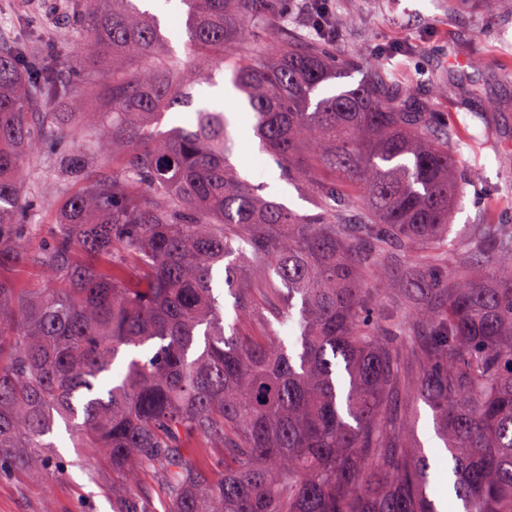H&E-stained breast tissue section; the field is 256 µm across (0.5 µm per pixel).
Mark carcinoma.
<instances>
[{"instance_id": "1", "label": "carcinoma", "mask_w": 512, "mask_h": 512, "mask_svg": "<svg viewBox=\"0 0 512 512\" xmlns=\"http://www.w3.org/2000/svg\"><path fill=\"white\" fill-rule=\"evenodd\" d=\"M286 2L180 0L181 60L135 0H71L86 62L112 63L79 100L53 46L0 48V268L44 278L0 274V470L43 478L59 417L104 451L123 512H154L148 481L167 512H437L409 441L417 394L464 512H512V231L477 224L465 253L430 251L463 190L448 115L288 24ZM358 65L368 75L339 86ZM224 69L316 213L241 176L227 111L202 101L192 125L160 129ZM51 126L80 148L55 149ZM34 148L75 190L27 252ZM391 250L418 261L389 267ZM4 274L16 280L20 288H32L40 284L43 277L40 267L27 262L14 265L5 270Z\"/></svg>"}]
</instances>
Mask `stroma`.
<instances>
[{
  "label": "stroma",
  "mask_w": 512,
  "mask_h": 512,
  "mask_svg": "<svg viewBox=\"0 0 512 512\" xmlns=\"http://www.w3.org/2000/svg\"><path fill=\"white\" fill-rule=\"evenodd\" d=\"M67 0H0V47L35 38L54 40L63 58L79 59L86 46L71 21ZM340 34L337 51L374 58L405 88L428 99L433 111L452 118L450 143L462 156L468 178L453 210L451 231L440 251L463 250L471 225L482 223L495 201L494 223L512 228V14L494 5L452 9L448 0H326ZM478 88L481 109L461 110L455 98L433 95L437 82ZM234 162L264 195L302 214L314 213L310 199L279 180L273 160L259 150L233 115ZM52 158L33 153L24 190L37 206L35 223L49 234L68 185L50 174ZM47 449V480L0 472V512H116L112 472L99 449L80 448L57 425Z\"/></svg>",
  "instance_id": "1"
}]
</instances>
